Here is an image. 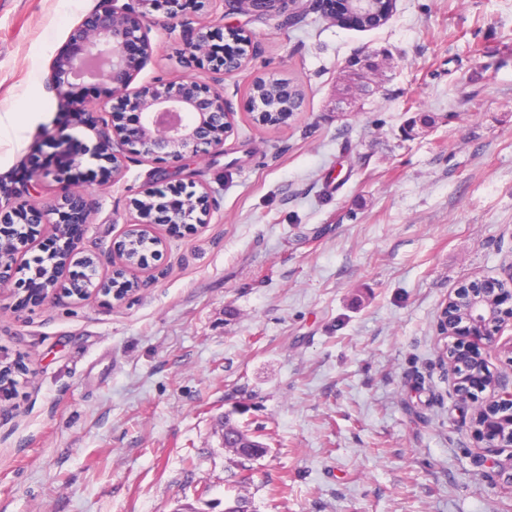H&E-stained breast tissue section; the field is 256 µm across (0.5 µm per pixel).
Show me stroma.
Listing matches in <instances>:
<instances>
[{"label": "stroma", "instance_id": "35a3bbf8", "mask_svg": "<svg viewBox=\"0 0 512 512\" xmlns=\"http://www.w3.org/2000/svg\"><path fill=\"white\" fill-rule=\"evenodd\" d=\"M103 0H0V193L46 173L40 201L90 193L80 253L126 231L155 166L57 181L46 81ZM248 23L257 54L225 78L224 149L187 160L210 188L208 224L154 226L155 281L107 302L0 293V512H512V459L476 442L440 360V311L463 284L512 266V0H395L374 28L310 7L289 27ZM141 86L208 72L161 28ZM376 53L372 91L336 109L349 62ZM301 89L285 123L252 120L250 92ZM232 419L267 451L224 448ZM249 475L240 483V475Z\"/></svg>", "mask_w": 512, "mask_h": 512}]
</instances>
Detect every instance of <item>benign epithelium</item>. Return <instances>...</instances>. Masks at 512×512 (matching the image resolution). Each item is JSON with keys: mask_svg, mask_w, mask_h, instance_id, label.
Wrapping results in <instances>:
<instances>
[{"mask_svg": "<svg viewBox=\"0 0 512 512\" xmlns=\"http://www.w3.org/2000/svg\"><path fill=\"white\" fill-rule=\"evenodd\" d=\"M107 0L95 11L91 19L75 27L68 44L54 59L49 88L62 101L66 122L49 134L48 143L57 152L83 158L89 156L109 166L112 181L121 180L127 161L144 157L164 165L160 177L147 182L130 200L136 213L131 226L122 236L112 239L109 249L111 276L99 277L109 286L107 294L122 300L127 291L112 288V280L139 286L141 276H152L154 266L149 259L160 254L164 245L161 238L152 241L156 249L140 254L132 262L128 259L133 241L143 230L152 231L155 224L183 225L193 229L196 224L207 223L211 208V194L207 187L195 189V184L177 183L169 186L171 201L155 206L145 220L138 210V202L156 193V184L173 178L167 164L181 163L185 157H198L211 150H223L224 140L233 127L234 109L224 98V78L245 69L254 54V43L233 40L234 49L215 57L208 51L211 31L204 24L197 26L175 10L164 11L157 17L149 13L153 0ZM348 7V24L359 26L374 23L386 17V0H342ZM159 25L169 33H178V39L189 57L211 74L204 83L188 77L180 83L155 82L131 91V84L150 57L152 48L147 30ZM96 64L101 69L94 74L110 86L108 96L90 106V101L76 90L73 79L78 77L79 66ZM376 63L374 53L361 51L351 60V68L372 72ZM137 106L138 123L130 126L122 120L121 112L127 102ZM252 113H294L302 110L303 102L288 101V91L274 99L271 105L261 97H250ZM83 127L92 133L94 143L89 145L66 133V129ZM194 195L196 209L179 205ZM92 198L89 194L65 192L51 203L39 205L23 196L8 197L0 202V237H20L17 247L0 250V288L14 279L19 257L38 239L63 241L57 248L59 259L69 263L75 248L67 241L62 215L76 210L87 215ZM87 282L80 279L62 281L54 278L43 288L46 295L63 294L77 300L91 297ZM512 267L504 279L485 278L461 286L443 307L438 321L443 336L453 338L446 345L441 358L455 376V387L460 408L470 416H482L481 423L469 422L471 435L494 454L509 452L512 456V376L495 374L487 370V354L500 348V328L505 319L512 318Z\"/></svg>", "mask_w": 512, "mask_h": 512, "instance_id": "obj_1", "label": "benign epithelium"}]
</instances>
